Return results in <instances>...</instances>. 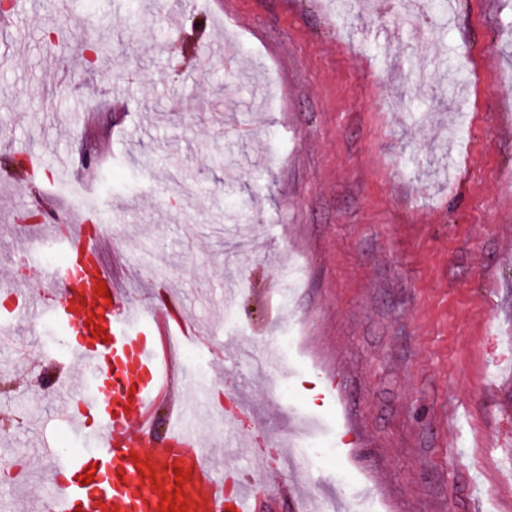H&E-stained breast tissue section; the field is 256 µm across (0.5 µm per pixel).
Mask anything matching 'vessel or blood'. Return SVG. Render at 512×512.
<instances>
[{
  "label": "vessel or blood",
  "instance_id": "b4317fda",
  "mask_svg": "<svg viewBox=\"0 0 512 512\" xmlns=\"http://www.w3.org/2000/svg\"><path fill=\"white\" fill-rule=\"evenodd\" d=\"M63 262L45 272V288L58 290L54 304L42 301L17 309L16 319L38 322L51 316L77 336L70 351L85 378L74 404L62 408L76 426L93 414V448L63 454L46 449L51 465L42 512H160L163 493L185 512H259L258 498L269 488L245 477L236 497H228L222 478L200 437L171 413L165 438L153 436L155 413L184 391L187 381L167 361V341L188 336L189 327L169 313L143 308L124 295L103 261L102 237L88 236L82 225L63 231ZM105 284L107 295L96 288ZM101 316L103 336H94L86 307ZM187 474L177 483V473ZM92 483H84V475Z\"/></svg>",
  "mask_w": 512,
  "mask_h": 512
}]
</instances>
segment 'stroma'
Wrapping results in <instances>:
<instances>
[{
	"instance_id": "1",
	"label": "stroma",
	"mask_w": 512,
	"mask_h": 512,
	"mask_svg": "<svg viewBox=\"0 0 512 512\" xmlns=\"http://www.w3.org/2000/svg\"><path fill=\"white\" fill-rule=\"evenodd\" d=\"M421 11L424 35L398 17ZM65 40L112 43L87 69ZM430 63L425 85L412 75ZM512 0H27L0 11V287L45 264L29 197L76 221L70 156L106 211L109 267L130 301L166 290L205 337L183 363L192 426L217 459L260 471L283 408L345 442L303 492L368 488L377 512H512ZM306 268L278 290L287 257ZM0 497L29 499L41 449L91 447L58 411L82 374L0 303ZM290 340L286 394L217 348ZM243 391L231 429L211 394Z\"/></svg>"
}]
</instances>
